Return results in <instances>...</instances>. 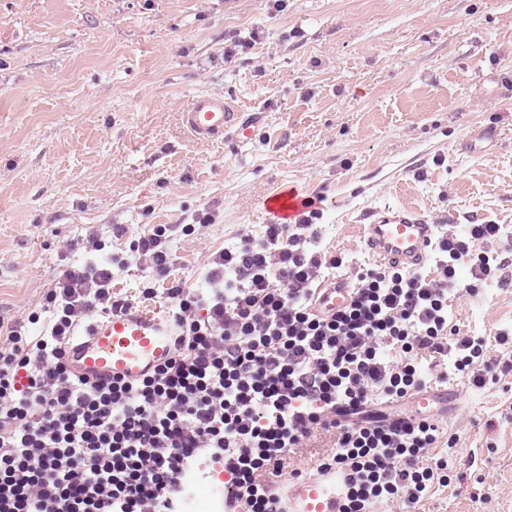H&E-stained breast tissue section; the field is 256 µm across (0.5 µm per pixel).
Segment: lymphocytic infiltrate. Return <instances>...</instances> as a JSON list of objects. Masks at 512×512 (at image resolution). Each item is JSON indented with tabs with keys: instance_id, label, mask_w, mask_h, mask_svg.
<instances>
[{
	"instance_id": "1",
	"label": "lymphocytic infiltrate",
	"mask_w": 512,
	"mask_h": 512,
	"mask_svg": "<svg viewBox=\"0 0 512 512\" xmlns=\"http://www.w3.org/2000/svg\"><path fill=\"white\" fill-rule=\"evenodd\" d=\"M322 216L311 197L296 223L241 235L212 254L207 288L192 292L171 278L169 225L131 236L118 226L123 251L54 281L40 336L0 323V512H173L203 453L224 462V512H284L271 487L288 454L318 430L336 435L319 467L343 477L339 512H377L385 501L414 512L433 485L447 484V458L425 462L438 423L385 413L376 400L426 388L425 353L485 385L486 342L449 336L448 302L493 278L496 259L470 244L500 227L443 235L431 277L365 270L348 304L322 311L314 285L342 264L309 247ZM133 264L166 284L175 354L134 381L78 377L68 340L89 312L128 307L112 281Z\"/></svg>"
}]
</instances>
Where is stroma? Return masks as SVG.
<instances>
[{
  "instance_id": "1",
  "label": "stroma",
  "mask_w": 512,
  "mask_h": 512,
  "mask_svg": "<svg viewBox=\"0 0 512 512\" xmlns=\"http://www.w3.org/2000/svg\"><path fill=\"white\" fill-rule=\"evenodd\" d=\"M253 46L232 62L224 47ZM220 94L252 133L205 143L182 126ZM321 196L313 249L354 280L373 262L367 209L414 207L441 227L491 222L474 251L501 270L453 298L448 325L487 342V383L451 379L438 418L451 482L417 512H512V0H0V320L39 308L60 270L121 251L111 227L174 233V274L207 286L211 254L261 236L270 195ZM211 211L214 223L196 224ZM106 240L87 248L90 234ZM130 267L115 296L146 301Z\"/></svg>"
}]
</instances>
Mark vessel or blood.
I'll return each instance as SVG.
<instances>
[{"mask_svg": "<svg viewBox=\"0 0 512 512\" xmlns=\"http://www.w3.org/2000/svg\"><path fill=\"white\" fill-rule=\"evenodd\" d=\"M181 122L197 140L222 139L228 129L249 136V124L239 121L223 98L203 94L194 98L181 114ZM267 209L282 223H294L302 210V200L282 191L268 197ZM363 241L372 256L387 266L413 272L422 268L439 241L438 225L428 223L418 212L399 208L373 210L360 216ZM350 299L345 279L333 286L318 288L316 305L336 308ZM175 352L173 326L151 312L129 308L115 311L91 322L70 339L69 356L76 374L107 380L138 379L165 363ZM445 388H429L414 395L418 415L432 416L437 404L447 399ZM341 479L327 473L296 482L288 488V505L296 512H338Z\"/></svg>", "mask_w": 512, "mask_h": 512, "instance_id": "b4317fda", "label": "vessel or blood"}]
</instances>
